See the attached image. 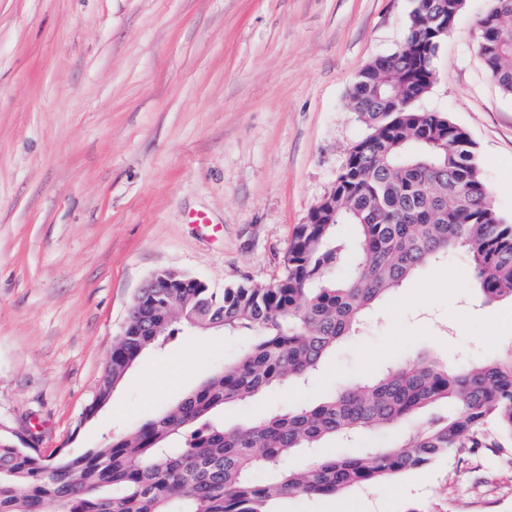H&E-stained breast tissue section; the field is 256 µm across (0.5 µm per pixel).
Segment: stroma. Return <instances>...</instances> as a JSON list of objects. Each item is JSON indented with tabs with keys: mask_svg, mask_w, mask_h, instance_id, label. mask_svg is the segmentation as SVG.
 <instances>
[{
	"mask_svg": "<svg viewBox=\"0 0 512 512\" xmlns=\"http://www.w3.org/2000/svg\"><path fill=\"white\" fill-rule=\"evenodd\" d=\"M465 0L416 107L476 145L512 221V95L489 78ZM413 0H0V427L43 456L110 444L160 415L245 338L204 331L145 354L90 420L112 342L143 284L174 270L225 286L272 281L296 225L365 136L358 72L403 42ZM512 349V303H488L457 258L369 314L319 379L228 408L226 423L324 399L391 363ZM184 367L171 388L165 369ZM512 512V447L281 512Z\"/></svg>",
	"mask_w": 512,
	"mask_h": 512,
	"instance_id": "obj_1",
	"label": "stroma"
}]
</instances>
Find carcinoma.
Returning a JSON list of instances; mask_svg holds the SVG:
<instances>
[{
    "instance_id": "carcinoma-1",
    "label": "carcinoma",
    "mask_w": 512,
    "mask_h": 512,
    "mask_svg": "<svg viewBox=\"0 0 512 512\" xmlns=\"http://www.w3.org/2000/svg\"><path fill=\"white\" fill-rule=\"evenodd\" d=\"M463 5L414 0L403 44L359 72L351 100L369 133L294 229L284 273L220 294L183 287L187 275H156L161 287L136 296L84 419L145 351L181 333L248 332L241 355L166 413L78 457L46 459L0 430V512H273L293 495H334L452 451L512 445V353L466 366L410 359L320 401L224 424L225 407L315 378L376 301L450 254L464 257L484 301L512 300V224L491 204L473 141L449 117L414 107L430 88L442 28L452 31ZM479 21L486 70L512 95V0H491ZM341 224L350 236L337 234ZM441 403L447 413L432 411ZM385 428L398 436L384 448L322 451ZM295 455L305 464L289 465Z\"/></svg>"
}]
</instances>
